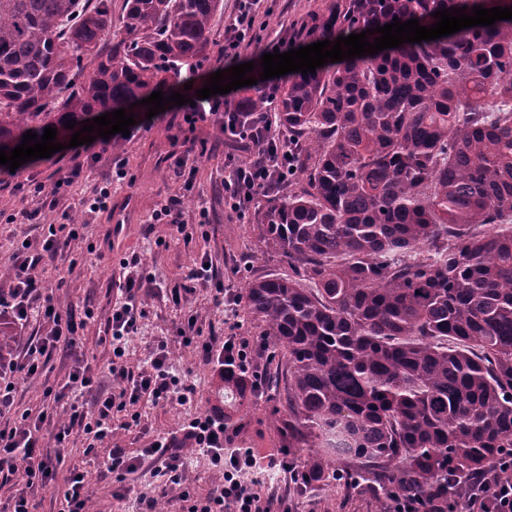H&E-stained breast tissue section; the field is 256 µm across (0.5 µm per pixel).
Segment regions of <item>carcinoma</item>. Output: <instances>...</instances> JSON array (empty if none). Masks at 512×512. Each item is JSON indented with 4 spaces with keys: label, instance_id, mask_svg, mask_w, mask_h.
<instances>
[{
    "label": "carcinoma",
    "instance_id": "obj_1",
    "mask_svg": "<svg viewBox=\"0 0 512 512\" xmlns=\"http://www.w3.org/2000/svg\"><path fill=\"white\" fill-rule=\"evenodd\" d=\"M109 2L0 0V148L149 97L224 11L124 0L105 52ZM464 6L512 0H331L295 42ZM247 111L276 113L294 154L288 187L255 211L290 272L243 287L286 384L288 447L313 449L314 483L348 462L395 493L485 468L512 448V19L288 73ZM245 397L224 381L225 405Z\"/></svg>",
    "mask_w": 512,
    "mask_h": 512
}]
</instances>
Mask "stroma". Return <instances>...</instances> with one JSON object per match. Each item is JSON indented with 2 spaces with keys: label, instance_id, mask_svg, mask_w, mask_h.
I'll return each instance as SVG.
<instances>
[{
  "label": "stroma",
  "instance_id": "35a3bbf8",
  "mask_svg": "<svg viewBox=\"0 0 512 512\" xmlns=\"http://www.w3.org/2000/svg\"><path fill=\"white\" fill-rule=\"evenodd\" d=\"M326 0H261L259 22L261 40L258 45L242 50L234 60L224 57V26L236 10L237 0H224V11L217 15L206 53L186 62L181 70V83L187 84L188 98H195L213 72L231 64L254 62V75H261L257 63L263 54L272 52L274 45L288 36L295 26L311 15L322 13ZM138 131L133 140L123 143L129 181L112 185V200L108 211L92 215L78 240L58 252L38 269L45 288L54 299L82 315L86 302L106 303L109 285L119 261L130 254L142 260L141 272L153 279L156 290L146 292L147 315L135 336L129 338L123 364L130 368L145 366L151 347L158 341H168L171 362L192 392L183 404L154 406L139 404L137 412L148 433L121 436L120 443L129 453L146 447L151 437L177 430L186 419L211 413L224 404V380L214 363L197 357L190 348L179 344L177 331L188 314H195L204 335L226 336L227 315L217 305L209 289L199 287L189 294L184 306H174L167 296L168 289L184 287V274L202 255H210L225 287L239 290L243 280L269 273H287L286 258L261 248L253 214L242 219H229L224 204L221 179L228 161H242L244 149L225 145L217 136L213 122L198 126L199 136L207 138L209 150L198 163L196 191L184 205V231L170 224L152 221L153 209L163 198L181 193L182 185L169 170L168 154L174 138L179 137L182 122L181 107H173L154 117L145 110L135 114ZM40 210L42 222H53L55 211L43 207L41 200L17 193L12 185H0V211L15 214L16 223H0V267H12L16 258L17 241L29 237L40 242L39 224L23 219L26 211ZM122 215L127 233L120 247H112L107 239L114 215ZM76 339L95 371L99 385L112 386L106 367L110 343L105 337L102 321L88 322L78 328ZM74 362L73 355L56 353L39 380L22 383L19 387L15 412L23 414L42 406L47 390H60ZM284 410L277 392L262 389L249 395L243 405L231 411L230 425L237 428L239 446L251 449L256 457L269 455L282 458H307L308 449L286 448L281 432ZM60 473L80 466L88 470L91 481L92 512H131L133 501L112 496L109 487L98 480L97 465L83 454L81 441L61 449ZM342 478L317 488H300L290 474H283L266 487L267 495L277 498L273 512H384V495L366 477L348 482L347 464H336Z\"/></svg>",
  "mask_w": 512,
  "mask_h": 512
}]
</instances>
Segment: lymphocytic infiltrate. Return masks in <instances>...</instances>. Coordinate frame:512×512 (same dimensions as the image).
<instances>
[{
	"label": "lymphocytic infiltrate",
	"mask_w": 512,
	"mask_h": 512,
	"mask_svg": "<svg viewBox=\"0 0 512 512\" xmlns=\"http://www.w3.org/2000/svg\"><path fill=\"white\" fill-rule=\"evenodd\" d=\"M259 0H238V9L224 30V54L238 56L241 50L256 41ZM244 100L223 97L196 102L187 107L186 121L189 135L174 142L170 153L180 177L184 192L192 191L195 169L188 162L195 158L198 144V124L211 121L223 129L233 141L251 145L254 156L250 161L230 167L223 178L224 202L236 217H243L259 198L287 186L294 172L288 141L277 130L273 113L248 112ZM123 140L122 134L100 140L98 145L84 144L73 148L67 170H53L48 181L35 179L23 183L31 196L44 200L49 207L59 201L83 172L82 159L94 156L96 151H111ZM61 218L68 227L60 234L56 225H49L48 234L39 249L22 243L11 268V286L8 293H0V323L8 326L25 325L31 318L50 324L47 336L29 344L22 353L0 358V473L23 471L25 489L16 492L10 512H37L38 505L29 495L31 487L49 489L60 497L58 512H90L91 494L88 474L80 467H72L64 481H57L60 456L47 452V442L56 447H67L73 436L85 441V455L103 456L100 478L110 484L113 495L133 496L135 512H156L158 498L154 495H132L128 484L130 476L148 474L161 489L181 487V512H271L272 500L261 492V484L268 470L277 468L276 458L258 464L251 449L234 445L223 412H215L186 420L174 433L154 439L140 454H128L116 444L118 432L132 431L139 426V416L120 426H113V413L137 405L141 399L154 404L183 403L188 399L189 385L173 371L167 342L154 348L148 367L133 370L120 365L125 344L133 336L146 314L140 300L145 288L144 278L137 268L138 255L123 258V273L114 286L118 293L110 303L104 327L110 337L115 357L108 370L119 383L118 393H93L91 405H84L86 392H93V372L90 365L75 361L67 382L61 391L43 404L36 413H24L20 419H11L18 385L43 376L53 352L60 347H76L73 338L74 323L69 309L52 295L46 294L38 274L43 256H55L66 245L67 239L79 234L69 212ZM184 345L193 347L204 360L216 363L225 377H250L253 386H260L263 375L254 366L247 341L228 337L202 335L196 328L183 333ZM208 456L215 467L222 469L224 481L213 493L200 498L187 491L189 462L193 456ZM445 512H512V449L499 453L481 472L456 483L444 502Z\"/></svg>",
	"instance_id": "1"
}]
</instances>
